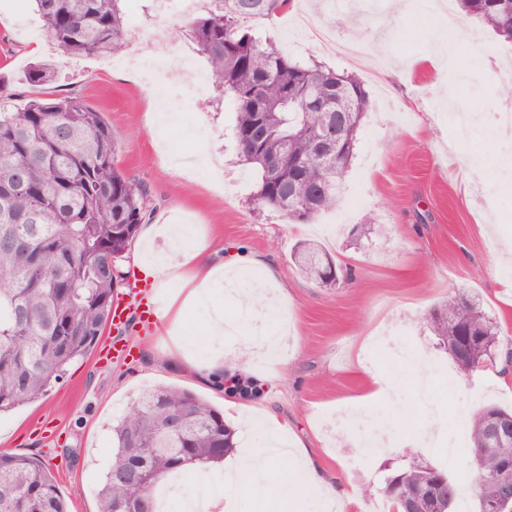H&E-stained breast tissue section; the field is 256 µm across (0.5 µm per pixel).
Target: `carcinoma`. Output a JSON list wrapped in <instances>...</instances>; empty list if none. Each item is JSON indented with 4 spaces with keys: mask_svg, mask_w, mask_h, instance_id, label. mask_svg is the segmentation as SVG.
<instances>
[{
    "mask_svg": "<svg viewBox=\"0 0 512 512\" xmlns=\"http://www.w3.org/2000/svg\"><path fill=\"white\" fill-rule=\"evenodd\" d=\"M48 40L63 58L110 57L126 45L124 0H34ZM289 0H213L186 20L183 30L206 59L219 95L235 112L238 155L260 172L253 201L290 223L307 224L335 209L356 157L358 132L369 110L361 82L321 62H303L257 36L246 22L269 19ZM460 10L512 40V7L488 0H457ZM53 61L31 64L25 83L56 81ZM319 103L316 109L309 99ZM344 113L340 146L320 152L314 137ZM264 113L266 136L256 147L243 136ZM119 136L81 97L36 96L23 106L0 97V414L47 395L73 360L95 347L109 322L120 286L116 261L128 251L153 211L147 187L119 164ZM293 258L320 288H334L341 273L321 244L301 241ZM429 327L460 372L471 376L502 359L500 327L480 299L459 293L436 305ZM467 326L483 337L467 358L456 355L454 336ZM512 410L495 405L473 415L470 475L477 512L496 500L488 478L496 461L481 453L489 416ZM113 452L98 490V512H115L134 497L142 512H157L152 491L173 473L207 471L235 448L224 414L179 388L144 391L112 425ZM139 483L122 481L136 460ZM428 490L422 512H458L459 482L435 467H399L384 479L389 512H402L389 478ZM0 512H69L56 478L37 454L0 453Z\"/></svg>",
    "mask_w": 512,
    "mask_h": 512,
    "instance_id": "cac0c4a2",
    "label": "carcinoma"
}]
</instances>
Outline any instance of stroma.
Segmentation results:
<instances>
[{
  "label": "stroma",
  "instance_id": "stroma-1",
  "mask_svg": "<svg viewBox=\"0 0 512 512\" xmlns=\"http://www.w3.org/2000/svg\"><path fill=\"white\" fill-rule=\"evenodd\" d=\"M397 3L382 0L377 14L369 0H349L336 17L314 11L319 26L341 21V38L360 47L359 63L324 53L287 17L259 29L292 57L354 75L369 95L341 202L305 233L252 204L259 173L236 154L229 103L209 94L187 96L176 122L158 125L156 90L93 57L61 62V76L50 87L57 96H81L120 134V164L147 186L152 223L186 224L192 237H214L258 257V264L242 268L244 280L278 273L292 297L287 347L250 361L240 356L237 338H224V372L264 385L255 406L287 421L302 439L319 440L324 468L369 500L380 498L390 467L441 465L464 478L472 468L469 443L441 462L434 447L419 443L425 427L435 426L448 440L461 405L512 408V388H500L495 371L459 376L426 322L434 305L464 289L478 294L497 319L502 342H512V295L500 286L501 278L512 279V263H499L497 250L512 243V168L499 166L501 157L512 155V138L492 137L485 122L500 98L512 95V43L462 13L456 0H414L408 12ZM452 20L473 26L474 38L441 65L434 82L394 76L396 67L434 52ZM25 23H38L31 0H0V95L15 104L38 94L25 83V69L56 59L44 37L29 51ZM490 54L508 61V68L483 70L478 61ZM368 214L372 226L362 239L356 226ZM305 239L326 246L351 279L326 289L304 278L292 248ZM389 332L411 337L444 371L423 396V410L385 421L386 453L362 463L358 437L346 431L329 437L326 420L380 410V402L365 397L366 374L388 372L387 355L374 345ZM124 340L132 357L102 362L93 352L75 359L47 397L0 416V452L45 453L70 512H98L97 492L112 453L109 427L143 391L175 386L219 408L228 403L223 388L170 365V341L157 324L131 316ZM452 376L460 377L462 391L449 390Z\"/></svg>",
  "mask_w": 512,
  "mask_h": 512
}]
</instances>
